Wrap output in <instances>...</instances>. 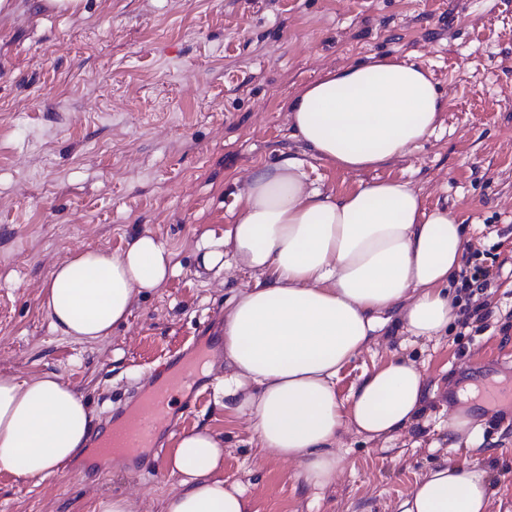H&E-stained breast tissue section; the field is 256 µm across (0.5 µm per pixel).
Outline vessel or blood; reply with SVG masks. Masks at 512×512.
<instances>
[{"mask_svg":"<svg viewBox=\"0 0 512 512\" xmlns=\"http://www.w3.org/2000/svg\"><path fill=\"white\" fill-rule=\"evenodd\" d=\"M196 383L194 364H183L173 373L167 365L158 366L152 388L138 394L132 407L92 434L96 448L105 457L136 462L145 449L157 447L162 432L176 430L178 423L171 417L172 403L179 395L191 391Z\"/></svg>","mask_w":512,"mask_h":512,"instance_id":"1","label":"vessel or blood"}]
</instances>
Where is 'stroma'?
<instances>
[{"instance_id": "stroma-1", "label": "stroma", "mask_w": 512, "mask_h": 512, "mask_svg": "<svg viewBox=\"0 0 512 512\" xmlns=\"http://www.w3.org/2000/svg\"><path fill=\"white\" fill-rule=\"evenodd\" d=\"M391 57L427 69L444 102L440 126L390 162L346 172L294 136L290 103L322 74ZM300 160L324 194L377 180L408 183L426 204L467 227L463 266L490 272L471 306L482 317L429 340L391 323L340 373L348 399L364 374L399 358L426 376L418 422L369 439L345 427L337 482L313 495L294 464L258 452L248 424L217 387L231 367L214 360L180 432L205 429L224 446L221 478L238 483L251 512H397L431 468L487 469V512H512V401L488 404L484 383L512 391V0H85L63 12L16 0L0 13V375H58L92 424L148 387L160 363L192 338L214 345L231 300L253 273L204 270L224 245L251 172ZM167 244L177 270L135 296L106 339L60 335L43 306L55 267L81 249L121 251L136 234ZM474 405L479 443L452 447L448 418ZM26 480L0 469V512H93L130 494L132 512H165L179 478L133 477L113 467Z\"/></svg>"}]
</instances>
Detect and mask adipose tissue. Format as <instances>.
Wrapping results in <instances>:
<instances>
[{"mask_svg":"<svg viewBox=\"0 0 512 512\" xmlns=\"http://www.w3.org/2000/svg\"><path fill=\"white\" fill-rule=\"evenodd\" d=\"M442 110L430 74L390 57L326 72L290 106L305 146L348 172L419 147L436 133ZM224 242L225 266L261 281L232 299L224 319L232 371L222 393L260 451L295 463L310 489L330 487L343 467L334 445L345 426L376 439L419 419L425 373L414 362L374 370L347 403L336 378L391 318L416 339L447 329L456 317L448 289L462 270L465 227L447 207H426L406 183L323 194L289 158L254 171ZM174 272L166 245L137 235L119 253L70 254L51 274L45 306L60 334L102 340L126 322L134 296L161 287ZM90 432L85 403L60 377L0 376L1 469L45 477L84 450ZM223 460L209 431L179 437L168 467L182 490L166 500L165 512H249L243 490L219 478ZM490 495L486 469L444 463L414 485L398 512H487Z\"/></svg>","mask_w":512,"mask_h":512,"instance_id":"1","label":"adipose tissue"}]
</instances>
